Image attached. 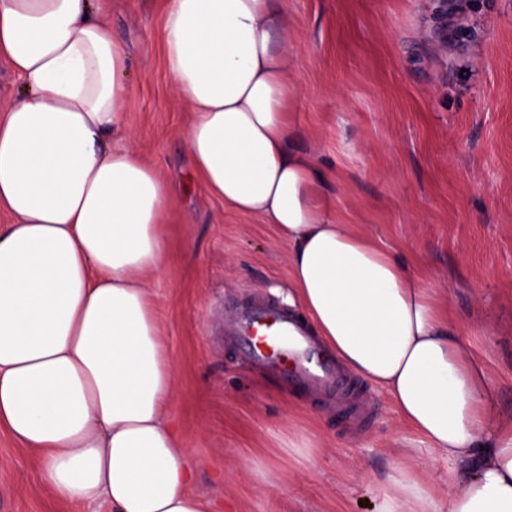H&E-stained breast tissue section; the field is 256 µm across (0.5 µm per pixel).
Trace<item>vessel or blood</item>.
Segmentation results:
<instances>
[{
    "label": "vessel or blood",
    "instance_id": "1",
    "mask_svg": "<svg viewBox=\"0 0 512 512\" xmlns=\"http://www.w3.org/2000/svg\"><path fill=\"white\" fill-rule=\"evenodd\" d=\"M224 336L272 378L325 395L336 406L367 410L366 392L351 388L346 370L313 333L309 321L271 298L256 294L238 304Z\"/></svg>",
    "mask_w": 512,
    "mask_h": 512
}]
</instances>
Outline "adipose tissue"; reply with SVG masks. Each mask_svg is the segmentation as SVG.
<instances>
[{"label":"adipose tissue","instance_id":"ef3b65f1","mask_svg":"<svg viewBox=\"0 0 512 512\" xmlns=\"http://www.w3.org/2000/svg\"><path fill=\"white\" fill-rule=\"evenodd\" d=\"M164 57L199 186L286 240L290 285L348 372L448 463L402 456L377 512H512V424L436 291L329 212L292 147L300 95L288 0H165ZM128 49L95 0H0V426L60 499L208 512L169 415L176 395L152 284L168 263L167 180L125 122Z\"/></svg>","mask_w":512,"mask_h":512}]
</instances>
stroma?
I'll return each instance as SVG.
<instances>
[{"label":"stroma","mask_w":512,"mask_h":512,"mask_svg":"<svg viewBox=\"0 0 512 512\" xmlns=\"http://www.w3.org/2000/svg\"><path fill=\"white\" fill-rule=\"evenodd\" d=\"M294 145L329 176L334 215L422 269L480 365L495 418L512 423V0H288ZM130 53L126 123L171 184V267L154 286L178 373L172 406L210 512H374L398 451L443 470L400 428L384 394L351 431L224 345L236 301L261 293L288 308V244L191 179L186 106L171 93L162 0H106ZM314 447L304 466L292 443ZM285 477L268 494L265 468ZM0 512H112L65 503L36 457L0 429Z\"/></svg>","instance_id":"35a3bbf8"}]
</instances>
